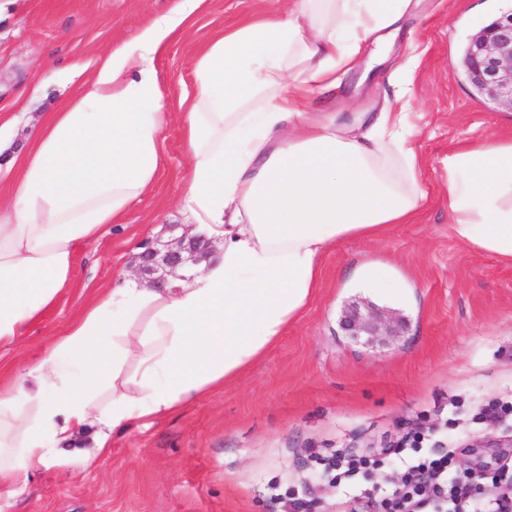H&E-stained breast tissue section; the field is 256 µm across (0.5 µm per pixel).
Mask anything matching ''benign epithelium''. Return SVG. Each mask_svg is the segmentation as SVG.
<instances>
[{
	"mask_svg": "<svg viewBox=\"0 0 512 512\" xmlns=\"http://www.w3.org/2000/svg\"><path fill=\"white\" fill-rule=\"evenodd\" d=\"M461 69L475 94L494 108L512 112V10L503 13L475 34L465 47ZM178 224L169 225L175 237L162 247L148 246L139 255L138 272L149 283L159 285L187 265L198 266L211 252L212 243L203 236L177 234ZM348 335L399 334L403 321L359 308L348 310L342 320Z\"/></svg>",
	"mask_w": 512,
	"mask_h": 512,
	"instance_id": "7a95c632",
	"label": "benign epithelium"
}]
</instances>
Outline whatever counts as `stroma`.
I'll return each mask as SVG.
<instances>
[{
    "label": "stroma",
    "mask_w": 512,
    "mask_h": 512,
    "mask_svg": "<svg viewBox=\"0 0 512 512\" xmlns=\"http://www.w3.org/2000/svg\"><path fill=\"white\" fill-rule=\"evenodd\" d=\"M172 0H0V112L27 125L80 82L92 59L149 24ZM187 35L156 61L168 122L156 185L124 214V228L81 244L77 281L9 345H0V389L33 365L106 289L134 272L152 242L182 223L188 166L179 100L194 88L198 48L255 13L288 0H209ZM512 0H418L387 56L362 60L336 94L340 112H380L400 84L412 91L422 186L419 221L379 241L349 240L325 260L321 290L279 344L236 381L183 409L112 434L109 455L37 472L21 490L0 487V512H284L271 491L304 494L318 512H342L322 489L317 457L361 455L422 433L423 453L455 462L503 458L512 415L478 421L493 401L512 402V267L463 251L448 234L442 197L448 154L506 122L476 98L458 64L467 39ZM40 93H33V86ZM373 264L380 283L361 287ZM370 303L406 319L402 336H346L348 304Z\"/></svg>",
    "instance_id": "obj_1"
}]
</instances>
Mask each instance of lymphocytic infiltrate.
<instances>
[{
	"instance_id": "1",
	"label": "lymphocytic infiltrate",
	"mask_w": 512,
	"mask_h": 512,
	"mask_svg": "<svg viewBox=\"0 0 512 512\" xmlns=\"http://www.w3.org/2000/svg\"><path fill=\"white\" fill-rule=\"evenodd\" d=\"M452 453L401 459L403 473L386 486L361 490L351 512H512V469L487 464L458 470Z\"/></svg>"
}]
</instances>
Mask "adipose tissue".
I'll return each mask as SVG.
<instances>
[{"label":"adipose tissue","mask_w":512,"mask_h":512,"mask_svg":"<svg viewBox=\"0 0 512 512\" xmlns=\"http://www.w3.org/2000/svg\"><path fill=\"white\" fill-rule=\"evenodd\" d=\"M207 0H173L96 57L79 90L41 115L25 149L0 139V344L75 280L77 247L119 223L154 184L166 98L155 62ZM413 0H289L225 28L198 52L180 99L189 165L179 207L220 257L154 288L124 277L88 305L10 392L0 393V486L47 465H91L111 435L232 383L320 290L350 239L412 223L418 129L400 91L380 112H312L369 47L395 37ZM450 236L512 266V133L448 155Z\"/></svg>","instance_id":"1"}]
</instances>
